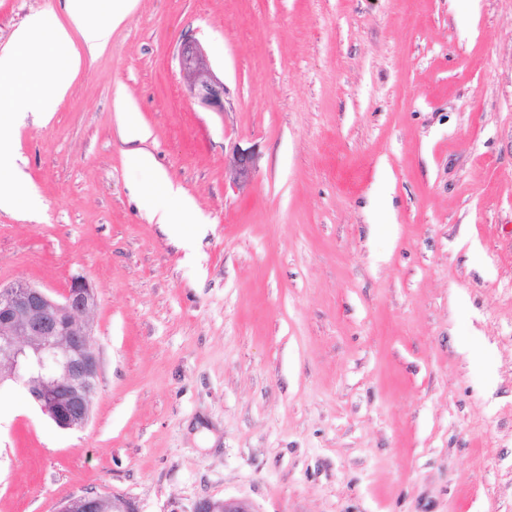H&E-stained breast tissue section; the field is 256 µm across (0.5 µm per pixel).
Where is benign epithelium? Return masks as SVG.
Returning a JSON list of instances; mask_svg holds the SVG:
<instances>
[{
  "instance_id": "1",
  "label": "benign epithelium",
  "mask_w": 512,
  "mask_h": 512,
  "mask_svg": "<svg viewBox=\"0 0 512 512\" xmlns=\"http://www.w3.org/2000/svg\"><path fill=\"white\" fill-rule=\"evenodd\" d=\"M180 72L189 96L214 112L224 111V81L213 71L199 43L185 38L178 50ZM239 181L252 177L253 149L233 154ZM98 297L88 280L74 276L62 298L25 280L0 286V383L19 382L42 414L63 430H82L91 418L100 376L99 348L91 316ZM59 512H137L122 497L84 493L67 499ZM192 512H261L245 498H208Z\"/></svg>"
}]
</instances>
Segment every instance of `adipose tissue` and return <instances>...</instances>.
I'll use <instances>...</instances> for the list:
<instances>
[{"label":"adipose tissue","mask_w":512,"mask_h":512,"mask_svg":"<svg viewBox=\"0 0 512 512\" xmlns=\"http://www.w3.org/2000/svg\"><path fill=\"white\" fill-rule=\"evenodd\" d=\"M137 0H62L61 16L38 14L14 31L12 52L0 54V157L14 153L8 131L20 107L50 120L58 103L69 93L84 57L104 48L112 34L135 7ZM81 35L85 48L77 50L74 35ZM38 61L43 77L31 80L21 65L24 58ZM127 146V163L134 169H153L152 156L142 144L149 132L136 113L124 115L120 130ZM157 190L145 195L144 203L155 223H178L179 212L188 210L189 201L181 187L164 173L156 175Z\"/></svg>","instance_id":"adipose-tissue-1"}]
</instances>
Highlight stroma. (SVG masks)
<instances>
[{"instance_id": "obj_1", "label": "stroma", "mask_w": 512, "mask_h": 512, "mask_svg": "<svg viewBox=\"0 0 512 512\" xmlns=\"http://www.w3.org/2000/svg\"><path fill=\"white\" fill-rule=\"evenodd\" d=\"M58 6L0 0V53ZM120 99L185 223L142 205ZM13 137L37 215L0 210V284L86 277L101 375L79 431L0 386V512H512V0H137ZM177 56L189 96L204 108L223 111L224 82L213 71L199 43L193 38H185ZM235 171L239 181L247 182L252 177L257 162L255 149L236 148L233 154ZM59 512H137L135 505L122 497L84 493L67 499ZM192 512H261V510L248 499L230 497L217 501L208 498L199 500Z\"/></svg>"}]
</instances>
